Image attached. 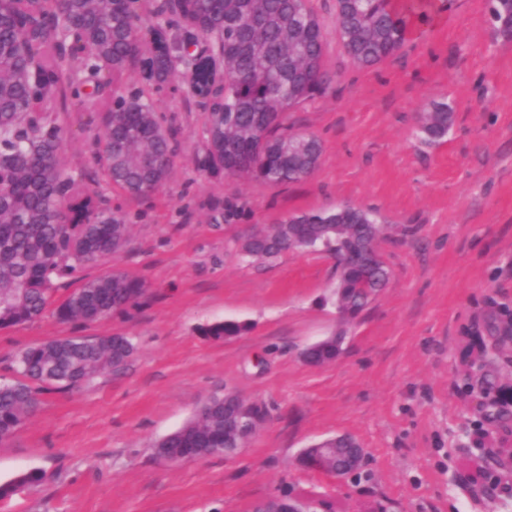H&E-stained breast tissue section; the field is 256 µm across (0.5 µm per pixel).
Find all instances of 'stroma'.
I'll use <instances>...</instances> for the list:
<instances>
[{"instance_id": "stroma-1", "label": "stroma", "mask_w": 512, "mask_h": 512, "mask_svg": "<svg viewBox=\"0 0 512 512\" xmlns=\"http://www.w3.org/2000/svg\"><path fill=\"white\" fill-rule=\"evenodd\" d=\"M323 27L325 94L286 112L322 155L307 179L271 186L201 168L206 114L188 76L157 95L174 164L158 192L115 190L129 245L88 268L145 282L126 312L93 323L53 315L0 329V382H15L24 349L72 336L132 337L120 374L42 392L0 443V485L38 482L0 498V512H251L289 493L317 512H512V37L486 0H457L422 37L371 68L353 64L336 31V0H309ZM448 103L454 122L430 143L420 116ZM62 161L98 175L101 127L64 115ZM350 203L373 211L388 286L352 321L336 309V262L322 252L269 261L238 241L284 216ZM248 323L214 340L203 328ZM344 332L335 361L300 353ZM231 391L264 418L230 457L157 459L152 444ZM501 437L476 443L478 431ZM339 434L365 451L339 479L299 462Z\"/></svg>"}]
</instances>
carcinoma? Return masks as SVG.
I'll return each instance as SVG.
<instances>
[{
	"label": "carcinoma",
	"mask_w": 512,
	"mask_h": 512,
	"mask_svg": "<svg viewBox=\"0 0 512 512\" xmlns=\"http://www.w3.org/2000/svg\"><path fill=\"white\" fill-rule=\"evenodd\" d=\"M336 0V29L348 56L373 67L399 51L412 28L433 26V0ZM156 19L152 47L137 39L143 14ZM497 31L512 35V0H489ZM195 34L184 58L208 65L194 92L219 101L207 118L206 167L234 177L285 185L309 177L321 156L312 135H296L284 114L327 90L325 36L307 0H0V328L39 319L49 307L65 321L92 322L123 312L145 294L123 273L88 277L85 269L123 251L129 226L103 206L61 161L70 107L101 120L103 182L139 197L161 188L172 172L171 132L153 96L169 89L170 56L180 33ZM139 70L140 87L124 91ZM221 71L212 92L215 70ZM453 113L438 103L421 120L428 141L448 134ZM381 228L373 213L346 204L334 211L289 215L251 233L242 251L257 260L278 257L291 239L314 238L336 257V299L355 318L390 281L379 258ZM76 285L64 299L53 295ZM247 325L215 324L205 334L237 336ZM135 346L125 335L70 337L44 342L15 358L23 380L0 383V443L11 439L38 404L45 385L73 387L128 364ZM263 417L236 399L232 406L205 401L190 424L166 435L155 455L185 461L234 453L240 439L224 433V414Z\"/></svg>",
	"instance_id": "1"
}]
</instances>
